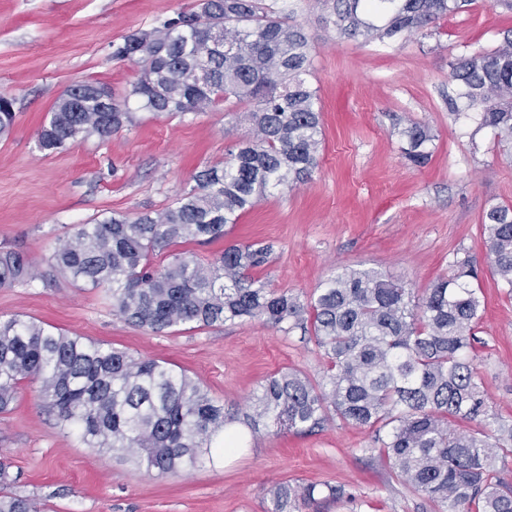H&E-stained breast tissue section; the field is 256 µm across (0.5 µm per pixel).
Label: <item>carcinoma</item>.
Here are the masks:
<instances>
[{"mask_svg":"<svg viewBox=\"0 0 512 512\" xmlns=\"http://www.w3.org/2000/svg\"><path fill=\"white\" fill-rule=\"evenodd\" d=\"M468 2L333 0V11L343 33L385 43ZM112 58L140 65L138 80L119 97L97 80L81 82L73 98L60 96L38 133L41 151L110 138L133 123V102L141 111L175 116L233 99L246 106L251 136L224 165L197 172L195 186L170 206L73 225L51 267L105 290L117 315L154 334L244 320L286 323L288 333L313 335L327 358L326 375L321 383L296 371L267 378L241 420L182 371L13 316L0 318V414L11 410L21 381L37 382L43 407L85 445L130 451L137 465L159 475L240 448L241 437L228 430L239 420L256 435L262 428L306 433L340 418L372 430L392 470L439 512H512V483L504 477L512 424L489 412L471 355L485 309L471 284V259L456 262L422 294L374 269H346L303 303L253 275L268 264L270 244L230 245L206 263L172 250L223 237L224 227L267 190L317 167L321 109L303 29L260 0H198L196 9L125 37ZM450 76L463 117L472 110L479 126L512 138V39L450 62ZM14 120L13 100L1 94V137ZM401 136L404 158L426 164L427 128L413 121ZM482 226L491 272L512 294V206L489 207ZM168 250L167 264L151 263ZM36 279L23 254L0 253V288ZM474 422L495 425L493 433L459 428ZM10 485L0 462V512H37ZM325 490L342 495L329 484H278L268 512H301Z\"/></svg>","mask_w":512,"mask_h":512,"instance_id":"carcinoma-1","label":"carcinoma"}]
</instances>
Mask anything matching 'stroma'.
<instances>
[{
    "mask_svg": "<svg viewBox=\"0 0 512 512\" xmlns=\"http://www.w3.org/2000/svg\"><path fill=\"white\" fill-rule=\"evenodd\" d=\"M263 2L309 38L321 108L318 166L261 199L224 237L187 251L206 262L232 244H273L261 278L303 300L347 268L378 270L420 293L455 260H476L485 298L479 377L491 411L512 420V297L490 272L481 223L490 206H512V143L497 129L454 119L449 78L454 58L512 36V9L472 0L428 29L377 46L341 36L324 0ZM195 4L0 0V93L13 98L16 113L0 138V250L24 253L38 273L32 284L0 289V316L171 363L243 416L274 373L323 379L327 362L314 339L257 320L158 336L127 324L103 291L50 265L71 225L167 207L198 171L223 164L250 135L244 106L227 102L173 118L140 111L107 141H78L50 155L38 148V130L69 86L98 80L120 95L137 80L136 64L113 59L114 43ZM413 121L433 137L422 166L400 151V132ZM243 442L233 454L161 476L122 450L87 447L42 407L37 383L21 382L12 410L0 414L11 490L39 512H268L270 489L283 483L343 489L342 498H318L302 512H437L388 467L367 429L337 419L310 434L247 431Z\"/></svg>",
    "mask_w": 512,
    "mask_h": 512,
    "instance_id": "35a3bbf8",
    "label": "stroma"
}]
</instances>
